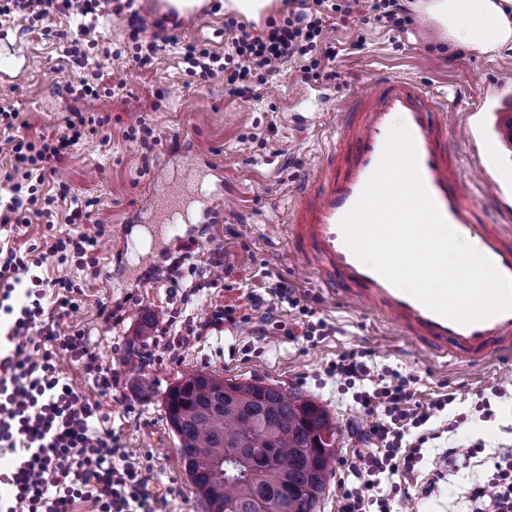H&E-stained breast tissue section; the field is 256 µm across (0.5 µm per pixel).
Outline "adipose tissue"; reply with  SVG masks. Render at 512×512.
<instances>
[{
    "instance_id": "ef3b65f1",
    "label": "adipose tissue",
    "mask_w": 512,
    "mask_h": 512,
    "mask_svg": "<svg viewBox=\"0 0 512 512\" xmlns=\"http://www.w3.org/2000/svg\"><path fill=\"white\" fill-rule=\"evenodd\" d=\"M512 0H426L424 12L452 48L482 53L512 48Z\"/></svg>"
}]
</instances>
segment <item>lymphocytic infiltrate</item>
<instances>
[{
  "label": "lymphocytic infiltrate",
  "instance_id": "lymphocytic-infiltrate-1",
  "mask_svg": "<svg viewBox=\"0 0 512 512\" xmlns=\"http://www.w3.org/2000/svg\"><path fill=\"white\" fill-rule=\"evenodd\" d=\"M136 0H0V25L15 11H26L32 22L56 15L80 16L78 35L68 49L73 63L84 65L87 51L98 40L93 20L102 9L126 21L139 35L133 59L139 67L153 65L158 45L142 39L144 20ZM323 0H313L312 8L289 10L283 24H268L266 30L251 34L240 30L233 38L234 56L220 58L205 48L186 46L183 62L188 75L208 82L223 77L230 93L244 96L264 85L271 69L291 61H301L305 77L335 79L326 66L332 52L326 33L336 23H345L364 12L385 21L392 28L409 23L404 0H338L331 13H323ZM87 122L83 113L68 120L66 135L44 136L34 142L7 139L6 146L20 164L25 179L13 183L12 196L0 209V222L28 223L29 212L45 216L37 208L38 184L56 174L67 148L80 138ZM105 242L104 232L96 235H67L44 243L37 257H26L16 248L0 247V313L11 322L4 339L6 353L0 354V449L11 458L0 463V512H74L88 506L89 512H162L158 498L147 489V464L141 454L125 447L107 424L103 402L112 395L117 378L112 368L95 353L84 330L61 332L54 311L43 301L54 290H62L60 306L74 305L80 284L71 280H48L37 268L51 257L69 261L79 268L96 267L97 252ZM196 241L181 243L169 257L168 288L179 304L171 308L156 333L164 339L172 356L223 324L236 323V306H215L210 316L192 323H180L182 310L193 304L203 289L222 287L232 267L220 247L198 260ZM278 305L263 296L250 295L251 310L261 312V338L283 331L280 303L308 313L297 288L285 279L272 286ZM66 354L81 368L90 389L78 392L68 385L56 366L58 354ZM369 352L357 347L342 351L329 361L327 376L352 389L354 402L368 414H379L370 426L354 423L351 436L360 446L346 460L344 476L338 484V512H392L395 500L418 501L430 496L434 481H421L424 462L422 448L432 433L428 422L452 402L445 394L428 401L415 400L412 378L396 369L375 374L368 364ZM419 435L413 446H404L410 430ZM494 472L486 481L474 483L468 492L470 512H512V448L496 449Z\"/></svg>",
  "mask_w": 512,
  "mask_h": 512
}]
</instances>
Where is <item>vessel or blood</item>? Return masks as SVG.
Returning a JSON list of instances; mask_svg holds the SVG:
<instances>
[{"instance_id":"b4317fda","label":"vessel or blood","mask_w":512,"mask_h":512,"mask_svg":"<svg viewBox=\"0 0 512 512\" xmlns=\"http://www.w3.org/2000/svg\"><path fill=\"white\" fill-rule=\"evenodd\" d=\"M450 109L447 100L423 84L386 75L343 96L336 110L342 140L300 181L288 237L298 256L332 290L382 312L422 347L481 363L512 356V310L466 325L449 320L361 262L340 228L377 168L391 126L400 120L412 135L422 182L446 223L512 279V204L493 189L500 217L494 224L466 191L459 158L448 142ZM489 110L502 150L512 151V90L499 89Z\"/></svg>"}]
</instances>
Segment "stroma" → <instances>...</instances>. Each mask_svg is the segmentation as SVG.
<instances>
[{
    "mask_svg": "<svg viewBox=\"0 0 512 512\" xmlns=\"http://www.w3.org/2000/svg\"><path fill=\"white\" fill-rule=\"evenodd\" d=\"M287 15L282 8L255 21L225 11L222 0H210L205 11L180 17L176 43L159 51L150 70L131 61L133 42L124 24L109 16L98 18L97 38L115 53L103 84L119 86L120 91L95 101L74 98L68 91L69 84L91 76L97 60L96 52H89L87 65L80 67L67 55L78 20L60 16L41 29L22 17L11 18L0 27V108L16 109L18 117L12 128L0 125V140L15 137L29 142L62 135L67 117L75 111L95 122L68 148L54 179L46 180L37 192L38 198L53 199L51 218L0 223V241L25 249L51 235H91L100 226L106 230L109 240L98 254L96 271H80L53 257L41 273L49 279L81 282L77 307L62 312L59 323L65 330H84L115 369L119 384L104 400V411L125 447L150 456L148 488L165 499V512H204L165 419L163 398L182 375L197 370L256 379L318 401L339 428L336 458L341 461L356 448L348 433L350 423L367 425L372 418L355 407L351 391L325 375L324 369L336 354L358 346L371 351L375 371L389 366L409 372L416 380L417 400L453 394L447 413L429 424L438 437L424 446L423 478H432V461L442 449L463 450L481 442L486 453L460 461L457 472L438 481L417 510L465 512L467 489L493 473L488 452L512 448V359L473 365L433 358L387 321L333 298L317 278L300 275L299 262L276 227L285 223L293 205L291 186L310 174L340 139L337 129L305 122L321 107L315 79L286 65L270 72L255 95L239 97L230 94L223 81L200 83L183 71V47L197 45L219 55L231 52L229 22L254 34ZM443 38L437 26L419 18L403 32L376 21L337 26L328 35L336 50L329 65L337 78L325 81V91H354L380 74L411 78L456 101L464 115L478 108L486 86L512 87V50L449 52ZM141 118L159 138L153 151L160 161L149 168L144 165V146L126 136L128 127ZM178 141L223 169L233 204L223 223H208L206 205L197 201L189 222L166 224L163 199L175 188L182 161V151L174 147ZM454 147L469 194L483 207H491L488 183L498 178L512 181V155H500L487 127L477 143L461 138ZM482 158L491 165L481 179L476 166ZM62 182L74 196L92 202V222L69 223L70 203L58 197ZM229 223L237 225L238 235L226 232ZM190 239L205 249L223 248L233 267L222 288L200 297L195 316H206L216 305L246 308L250 293L268 294L281 277L313 297L314 317L331 325L329 336L314 345L285 336L262 340L254 334L261 318L256 312L251 322L202 337L180 359H169L160 347L151 365L129 367L128 356L151 344L154 325L169 305L162 257ZM105 307L121 308V319L106 321L101 313ZM495 388L504 390V397L492 396ZM484 394L491 397L487 413L478 406Z\"/></svg>",
    "mask_w": 512,
    "mask_h": 512,
    "instance_id": "obj_1",
    "label": "stroma"
}]
</instances>
